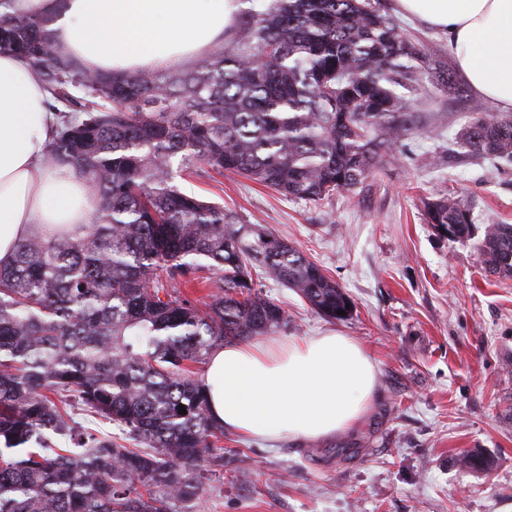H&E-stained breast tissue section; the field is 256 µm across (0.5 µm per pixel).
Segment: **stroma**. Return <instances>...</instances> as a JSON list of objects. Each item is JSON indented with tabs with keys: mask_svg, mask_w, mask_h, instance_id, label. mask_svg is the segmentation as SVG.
Listing matches in <instances>:
<instances>
[{
	"mask_svg": "<svg viewBox=\"0 0 512 512\" xmlns=\"http://www.w3.org/2000/svg\"><path fill=\"white\" fill-rule=\"evenodd\" d=\"M411 136L359 195L315 206L236 175L180 172L179 188L219 202L298 247L353 307L329 321L290 290L283 338L334 331L377 365L378 399L358 430L269 447L225 434L224 479L197 512H512V277L489 274L472 240L423 217L425 201H473L477 227L512 224V165L461 155L468 115L424 81ZM487 467L465 469L464 454Z\"/></svg>",
	"mask_w": 512,
	"mask_h": 512,
	"instance_id": "1",
	"label": "stroma"
}]
</instances>
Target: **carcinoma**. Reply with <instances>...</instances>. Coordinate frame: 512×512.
Returning <instances> with one entry per match:
<instances>
[{
	"mask_svg": "<svg viewBox=\"0 0 512 512\" xmlns=\"http://www.w3.org/2000/svg\"><path fill=\"white\" fill-rule=\"evenodd\" d=\"M48 23L0 16V50L39 70L60 118L45 162L84 178L96 210L0 265V512H178L224 477V427L189 364L288 325L265 280L326 318L351 310L300 249L183 192L177 169L316 205L353 194L411 135L428 55L379 0H271L188 68L117 77L68 58ZM432 78L470 114L465 154L512 164V114H488L446 62ZM471 212L453 194L425 203L427 223L476 239L485 269L511 277L512 224L479 233ZM195 282L207 299L181 291ZM75 402L115 431L69 423Z\"/></svg>",
	"mask_w": 512,
	"mask_h": 512,
	"instance_id": "carcinoma-1",
	"label": "carcinoma"
}]
</instances>
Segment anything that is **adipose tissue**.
<instances>
[{
    "label": "adipose tissue",
    "instance_id": "ef3b65f1",
    "mask_svg": "<svg viewBox=\"0 0 512 512\" xmlns=\"http://www.w3.org/2000/svg\"><path fill=\"white\" fill-rule=\"evenodd\" d=\"M445 36L472 92L512 113V0H394ZM239 0H7L0 13L48 18L56 42L106 75L168 70L208 55L234 31ZM30 62L0 51V265L39 232L63 237L96 201L68 167L44 163L57 116ZM376 365L356 338L326 332L216 348L209 411L245 441H321L355 429L377 398Z\"/></svg>",
    "mask_w": 512,
    "mask_h": 512
}]
</instances>
